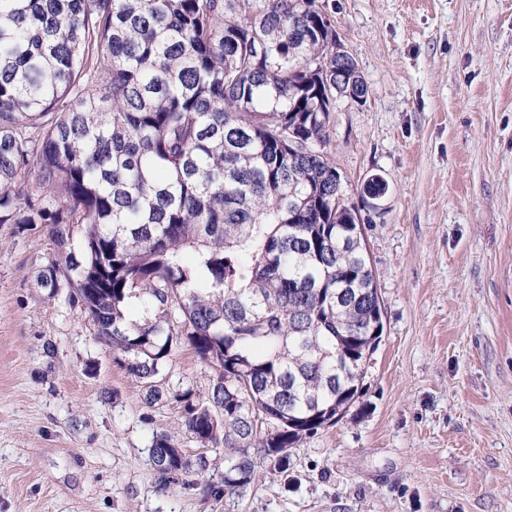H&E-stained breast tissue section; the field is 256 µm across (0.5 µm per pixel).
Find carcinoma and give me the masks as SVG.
Masks as SVG:
<instances>
[{
  "label": "carcinoma",
  "instance_id": "carcinoma-1",
  "mask_svg": "<svg viewBox=\"0 0 512 512\" xmlns=\"http://www.w3.org/2000/svg\"><path fill=\"white\" fill-rule=\"evenodd\" d=\"M336 59L319 0H0V224L41 231L38 283L69 288L203 448L214 496L288 470L336 423L378 345L355 206L336 199ZM215 371L205 398L156 384L178 343ZM167 487L190 462L166 433Z\"/></svg>",
  "mask_w": 512,
  "mask_h": 512
}]
</instances>
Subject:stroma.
<instances>
[{"label":"stroma","instance_id":"1","mask_svg":"<svg viewBox=\"0 0 512 512\" xmlns=\"http://www.w3.org/2000/svg\"><path fill=\"white\" fill-rule=\"evenodd\" d=\"M369 88L333 114L383 300L363 388L335 424L210 496L175 401L150 408L42 234L0 224V512H512V0H320ZM388 191L363 205L371 176ZM164 386L206 394L187 344ZM210 469L160 488L154 435Z\"/></svg>","mask_w":512,"mask_h":512}]
</instances>
